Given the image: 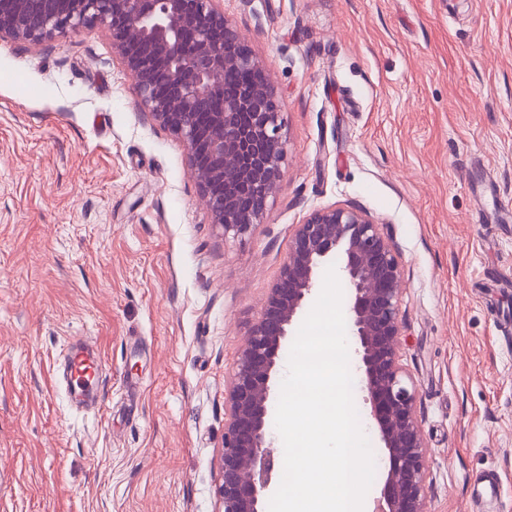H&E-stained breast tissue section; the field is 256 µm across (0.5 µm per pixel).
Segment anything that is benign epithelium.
Here are the masks:
<instances>
[{
  "label": "benign epithelium",
  "mask_w": 512,
  "mask_h": 512,
  "mask_svg": "<svg viewBox=\"0 0 512 512\" xmlns=\"http://www.w3.org/2000/svg\"><path fill=\"white\" fill-rule=\"evenodd\" d=\"M218 0H9L0 40L48 45L101 26L134 81L144 114L184 144L190 175L211 224L243 238L264 223L285 178L282 103L270 75ZM248 79L233 89L224 72ZM221 109L211 110L214 101ZM341 253L369 426L383 451L376 512H426L427 463L415 415L416 384L400 362L402 262L370 216L357 207L313 211L296 226L280 277L253 324L224 397L220 512H265L275 457L270 411L290 330L312 300L318 273Z\"/></svg>",
  "instance_id": "1"
}]
</instances>
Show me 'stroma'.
<instances>
[{
  "mask_svg": "<svg viewBox=\"0 0 512 512\" xmlns=\"http://www.w3.org/2000/svg\"><path fill=\"white\" fill-rule=\"evenodd\" d=\"M282 101L286 179L211 224L101 27L0 41V512H219L224 392L297 224L357 206L402 258L428 512H512V0H220ZM107 366L73 404L70 344ZM142 383L137 408L127 376ZM501 479L493 470H486L470 485V512L485 500H497L500 495Z\"/></svg>",
  "mask_w": 512,
  "mask_h": 512,
  "instance_id": "obj_1",
  "label": "stroma"
}]
</instances>
